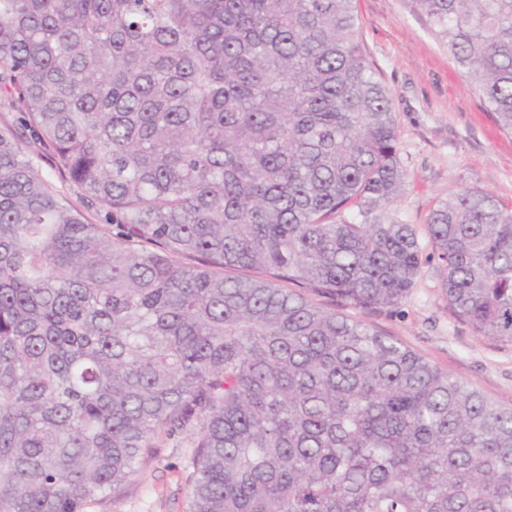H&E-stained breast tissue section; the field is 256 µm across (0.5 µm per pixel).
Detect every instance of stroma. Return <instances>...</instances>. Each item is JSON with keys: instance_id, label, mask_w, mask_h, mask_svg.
I'll return each instance as SVG.
<instances>
[{"instance_id": "stroma-1", "label": "stroma", "mask_w": 512, "mask_h": 512, "mask_svg": "<svg viewBox=\"0 0 512 512\" xmlns=\"http://www.w3.org/2000/svg\"><path fill=\"white\" fill-rule=\"evenodd\" d=\"M365 55L393 96L404 183L374 217L424 230L438 201L465 189L512 206V134L500 128L469 78L406 0H355ZM366 321L498 404L512 406V351L476 337L440 291L437 261L423 263L396 308ZM195 450L189 432L159 433L136 475L87 512H187Z\"/></svg>"}]
</instances>
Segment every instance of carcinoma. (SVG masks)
I'll return each instance as SVG.
<instances>
[{
	"mask_svg": "<svg viewBox=\"0 0 512 512\" xmlns=\"http://www.w3.org/2000/svg\"><path fill=\"white\" fill-rule=\"evenodd\" d=\"M353 2L0 0V512H84L176 430L189 512H512V407L310 298L395 307L423 262L364 220L403 170ZM406 2L512 133V0ZM425 234L512 349V207Z\"/></svg>",
	"mask_w": 512,
	"mask_h": 512,
	"instance_id": "1",
	"label": "carcinoma"
}]
</instances>
